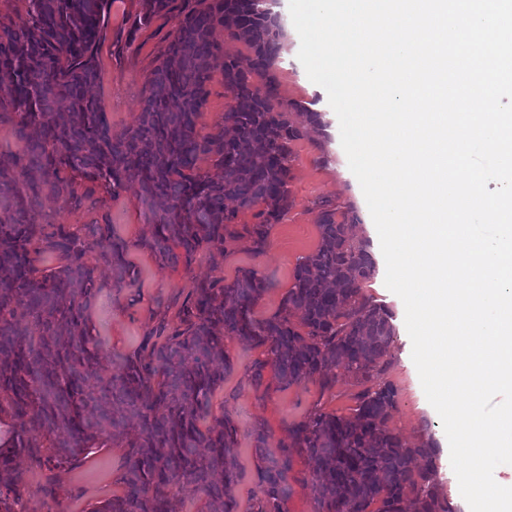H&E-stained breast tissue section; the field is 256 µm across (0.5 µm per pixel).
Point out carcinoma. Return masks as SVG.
Listing matches in <instances>:
<instances>
[{
  "mask_svg": "<svg viewBox=\"0 0 512 512\" xmlns=\"http://www.w3.org/2000/svg\"><path fill=\"white\" fill-rule=\"evenodd\" d=\"M29 22L0 21V124L16 126L20 158L0 159V396L14 418L15 440L0 445V475L20 504L22 474L13 459L25 454L48 471L89 453L102 435L127 449L125 493L100 512H172L167 489L191 484L209 500V512H234L226 487L236 478L235 427L201 430L207 395L224 382L225 336L269 344L274 377L282 387L314 376L329 388L332 369L353 374L364 389L355 415L318 412L293 425L291 443L266 457L260 472L268 512H286L293 452L317 461L307 484L319 512H453L441 498L430 441L410 447L389 428L396 391L384 380L394 329L387 310L362 294L375 273L368 245L354 238V217L328 201L319 207V243L297 265L279 311L259 321L252 309L268 289L245 270L218 287L200 282L183 306V327L124 360L119 372L96 374L83 313L93 291L87 248H96L121 284L125 243L109 228L88 225L87 245L65 224L37 234L35 211L43 190L67 200L74 190L61 168L116 190L136 182L157 234L149 249L174 264H191L200 249L224 250V233L240 210L257 209L246 228L258 250L271 225L293 205L289 190L293 144L313 112H290L276 103L273 67L282 49L276 17L260 0H198L178 14L164 58L147 80L134 127L115 134L89 89L98 80L97 48L108 24L109 0H25ZM174 0H144L143 19L173 10ZM250 49L246 61L213 39ZM224 76L230 102L216 132L202 135L212 67ZM215 156L223 176L212 179L197 162ZM236 203L228 209L226 202ZM183 249V254L174 248ZM58 256L45 273L38 254ZM96 380L98 395L85 393ZM140 422L137 436L125 420Z\"/></svg>",
  "mask_w": 512,
  "mask_h": 512,
  "instance_id": "carcinoma-1",
  "label": "carcinoma"
}]
</instances>
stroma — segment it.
Instances as JSON below:
<instances>
[{"mask_svg": "<svg viewBox=\"0 0 512 512\" xmlns=\"http://www.w3.org/2000/svg\"><path fill=\"white\" fill-rule=\"evenodd\" d=\"M280 18L285 48L274 69L280 101L292 112H315L317 124L307 126L295 145L289 183L293 207L282 223L272 225L263 251H256L245 231L253 224L252 211H239L223 251H199L191 265L171 264L146 247L154 226L137 184L112 193L99 183L76 178V196L64 202L42 195L37 208L40 224H67L84 230L89 224L109 225L115 237L127 244V276L122 285L112 283L109 267L99 263L97 250H89L87 262L94 268L93 296L83 313L84 328L98 351L97 371L117 373L120 363L140 352L149 335L172 331L180 325V312L199 281L221 285L233 282L242 271L253 270L269 288L253 308L255 319L276 313L293 284L296 265L315 250L319 241L318 201L350 208L357 217L356 239L366 242L376 272L363 293L392 313L394 328L390 365L385 378L396 390L397 409L390 428L411 445L432 440L436 473L450 469L448 441L442 422L427 401L411 358L412 344L400 317L402 300L384 283L386 266L379 236L360 184L349 169L340 144L338 119L326 91L312 83L297 58L299 36L289 13V0H266ZM143 0H112L106 36L98 49L99 79L93 93L114 133L133 127L141 110L147 78L165 54L168 35L175 28V14L143 21ZM224 356L229 363L224 381L210 396L208 425L231 418L235 426L237 477L229 489L236 512H258L264 500L258 469L263 454H275L287 441L292 424L308 420L316 412L353 415L361 386L341 372L332 388H322L311 378L287 388L279 387L273 369H266L261 387L250 382L255 362L268 360L267 346L225 337ZM267 433L258 446L256 429ZM125 451L114 444L91 448L87 458L46 473L33 468L24 456L15 467L23 474L20 487L24 512H98L112 496L122 494Z\"/></svg>", "mask_w": 512, "mask_h": 512, "instance_id": "1", "label": "stroma"}]
</instances>
